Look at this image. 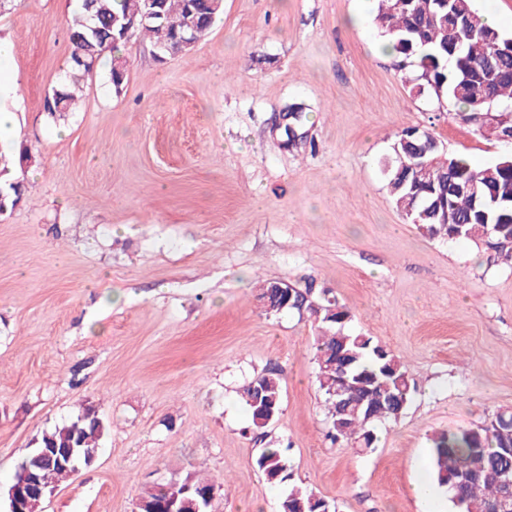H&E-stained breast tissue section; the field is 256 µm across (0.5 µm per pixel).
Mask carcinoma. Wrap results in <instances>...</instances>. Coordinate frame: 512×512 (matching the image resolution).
<instances>
[{
    "label": "carcinoma",
    "instance_id": "1",
    "mask_svg": "<svg viewBox=\"0 0 512 512\" xmlns=\"http://www.w3.org/2000/svg\"><path fill=\"white\" fill-rule=\"evenodd\" d=\"M144 11V0H81L70 22L68 68L46 101L51 118L60 120L74 111L78 79L92 78L96 62L124 43L112 28V20ZM218 15L211 9L210 0H163L162 16L146 19L137 33L154 47L162 44L173 48L191 18L197 19L196 35L201 38ZM376 19L380 33L388 38L387 48L400 59L401 67L416 68L408 80L413 95L428 92L440 102L453 104L454 119L476 126L480 134L498 142L512 131V51H502L504 45L512 43V37L487 24L473 0H379ZM430 137L418 128L403 129L395 136L384 161L395 208L407 223L417 225L429 236L479 243L497 261L512 267V153L477 168L460 156L444 155L439 150L427 154L426 159L442 155L444 160L426 170L419 169V147ZM25 190L22 182L8 184L3 189L7 195L3 209H13ZM438 197L448 203L447 224L430 209V202ZM270 285L269 281L260 285L259 299L267 312L277 314L281 312L279 300ZM299 290L308 299L296 312L309 315L317 331L316 381L324 398L330 436L336 443L368 449L377 441L376 424L396 419L406 410L412 379L392 351L374 343L370 336L345 330L351 315L336 299H315L314 288L308 282ZM340 351L348 354L346 371L354 384L353 390L344 395L345 414L336 406ZM365 384L378 398L372 419L359 411ZM241 397L256 428L264 418L261 404L275 403V416H280L282 385L276 369H267L247 381ZM104 431L96 412L86 408L68 423L44 432L38 444L64 448L73 443L81 448L86 461L94 456ZM505 448H512L509 409L497 411L476 428L433 437L437 483L447 488L462 512H496L503 493L499 476L512 470V453L503 452ZM257 464L270 482L291 480L284 448L264 449ZM464 471L475 477L461 481L459 475ZM182 484L181 480H170L148 485L139 502L158 504L179 492ZM325 508L336 512L332 502L324 503L313 492L293 484L281 502L280 512H321Z\"/></svg>",
    "mask_w": 512,
    "mask_h": 512
}]
</instances>
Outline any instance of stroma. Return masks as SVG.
I'll list each match as a JSON object with an SVG mask.
<instances>
[{
	"instance_id": "1",
	"label": "stroma",
	"mask_w": 512,
	"mask_h": 512,
	"mask_svg": "<svg viewBox=\"0 0 512 512\" xmlns=\"http://www.w3.org/2000/svg\"><path fill=\"white\" fill-rule=\"evenodd\" d=\"M77 9L0 14V152L34 157L12 169L29 189L0 217V512L41 434L87 407L106 425L95 461L45 512H137L144 486L189 474L223 483L219 512H279L287 488L257 465L275 447L338 512H426L411 486L431 436L512 409V268L406 223L383 161L407 127L477 167L505 146L410 93L375 0H223L188 55L158 59L139 35L105 54L56 122L45 100ZM292 103L315 149L276 131ZM305 280L415 383L372 448L328 437L311 319L257 297L259 282ZM270 367L282 413L258 429L239 388Z\"/></svg>"
}]
</instances>
